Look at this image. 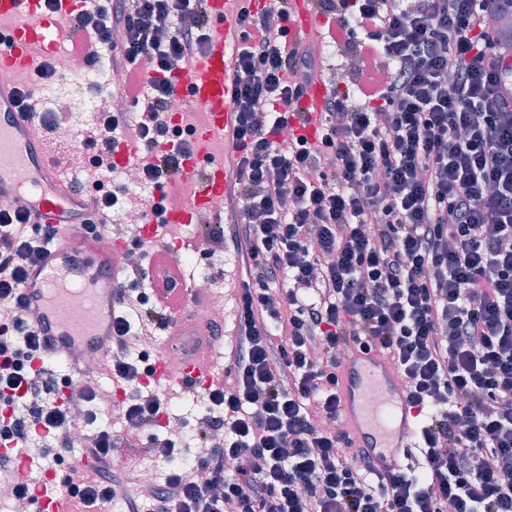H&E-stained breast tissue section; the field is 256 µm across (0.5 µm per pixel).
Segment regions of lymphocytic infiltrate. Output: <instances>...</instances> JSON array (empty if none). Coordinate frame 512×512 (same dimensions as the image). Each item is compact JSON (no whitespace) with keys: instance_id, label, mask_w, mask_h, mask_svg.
I'll list each match as a JSON object with an SVG mask.
<instances>
[{"instance_id":"f902f5d3","label":"lymphocytic infiltrate","mask_w":512,"mask_h":512,"mask_svg":"<svg viewBox=\"0 0 512 512\" xmlns=\"http://www.w3.org/2000/svg\"><path fill=\"white\" fill-rule=\"evenodd\" d=\"M354 58L353 90L331 88L308 142L305 82L319 59L290 37V0L242 9L235 59V190L231 229L245 268L233 363L207 388L192 433L204 456L130 484L112 458L119 440L94 429L98 393L84 385L57 405L43 350L19 306L26 272L60 231L25 207L0 210V394L21 392L0 437L73 454L72 512H512V47L493 21L503 0H313ZM206 0H86L69 24L85 65L124 72L133 109L102 108L79 129L91 149L77 191L100 219L119 203L110 177L120 139L145 147L135 165L158 183L191 148L175 140L173 62L205 47ZM166 39H158L159 30ZM122 31L114 39V31ZM170 316L165 298L125 291L104 361L124 382L128 436L155 427L166 399L140 385L130 340ZM378 351L426 412L421 475L375 474L341 426V370L353 348ZM90 429L71 430L74 413Z\"/></svg>"}]
</instances>
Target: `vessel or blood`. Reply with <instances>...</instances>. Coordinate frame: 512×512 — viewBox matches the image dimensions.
Masks as SVG:
<instances>
[{"label":"vessel or blood","instance_id":"b4317fda","mask_svg":"<svg viewBox=\"0 0 512 512\" xmlns=\"http://www.w3.org/2000/svg\"><path fill=\"white\" fill-rule=\"evenodd\" d=\"M255 0H207L209 38L204 52L191 68L180 71L174 93L183 105L203 115L195 127L189 159L183 161L174 182L188 193L183 205L167 211L169 224H218L224 218L220 199L233 188L232 157L236 156L232 132L234 61L242 44L238 21L241 7ZM78 0H60L49 12L43 0H0V68L24 71L35 57L57 54L67 37L62 17L72 16ZM288 28L293 36L313 43L325 37L321 15L312 0H291ZM329 83L313 75L301 106L299 127L315 140ZM21 89L0 82V202L26 197L32 223L66 228L61 241L48 248L31 266L21 290L24 313L33 321L45 351L69 374L81 373L87 354L107 359L112 353V316L119 305V257L124 245L87 236L84 226L92 216L85 198L74 191L62 149L45 136L38 119L20 103ZM142 236L151 241L157 269H180L177 251L163 244L153 223ZM201 292L178 278L170 295L173 325L153 364L157 383L207 387L215 378L219 359L183 348V329L193 323ZM180 352L171 363V352ZM341 411L358 447L363 448L378 473L400 467L419 425V412L407 401L398 374L381 355L356 350L342 368ZM36 512H69L70 502L61 480L43 471Z\"/></svg>","mask_w":512,"mask_h":512}]
</instances>
